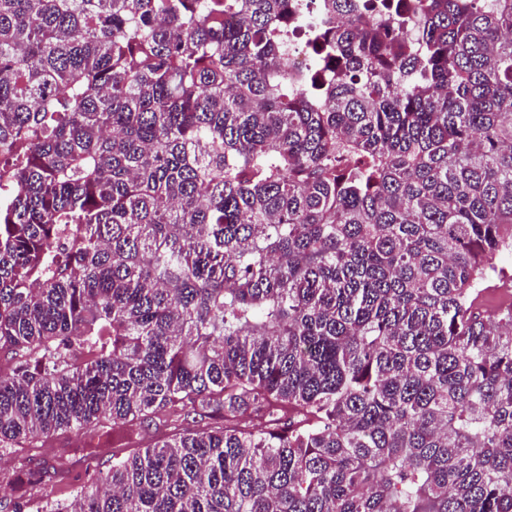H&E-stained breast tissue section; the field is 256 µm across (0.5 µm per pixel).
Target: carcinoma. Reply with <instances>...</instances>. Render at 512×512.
I'll return each instance as SVG.
<instances>
[{
    "mask_svg": "<svg viewBox=\"0 0 512 512\" xmlns=\"http://www.w3.org/2000/svg\"><path fill=\"white\" fill-rule=\"evenodd\" d=\"M365 8L0 0V449L158 420L34 512H512V0ZM300 1L297 2L307 5L303 9L304 20L288 32V43L284 51V57L288 61V76L298 80L314 68L315 62L308 50L305 30L313 28L321 17L309 6V1ZM502 256H496L487 264V275L491 284L494 286L485 291L482 298V303L485 307L489 308L491 305L497 302L504 301L507 299L509 293L512 294V282L506 283L503 278H500L499 270L501 266L505 265V261H501ZM509 286L511 288H509Z\"/></svg>",
    "mask_w": 512,
    "mask_h": 512,
    "instance_id": "cac0c4a2",
    "label": "carcinoma"
}]
</instances>
